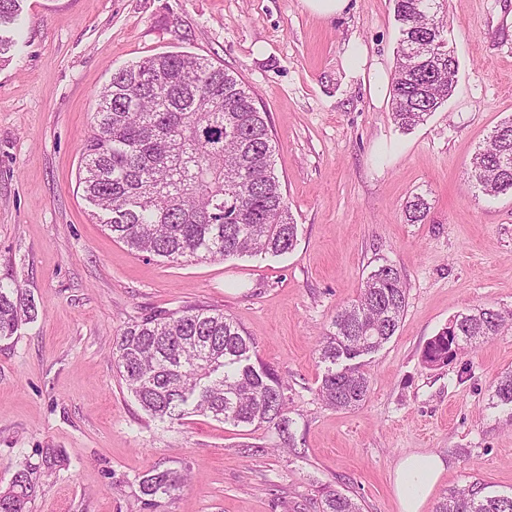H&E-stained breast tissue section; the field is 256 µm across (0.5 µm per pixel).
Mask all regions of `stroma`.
Returning a JSON list of instances; mask_svg holds the SVG:
<instances>
[{"label": "stroma", "mask_w": 512, "mask_h": 512, "mask_svg": "<svg viewBox=\"0 0 512 512\" xmlns=\"http://www.w3.org/2000/svg\"><path fill=\"white\" fill-rule=\"evenodd\" d=\"M459 75L410 131L373 97L371 67L392 72V0H349L331 19L302 0H21L0 66V283L35 313L0 340V488L21 464L40 475L29 512H319L327 491L361 512H399L398 462L446 464L422 512L453 488L512 493V409L492 404L512 370V326L445 366L422 361L454 316L512 315V194L473 188L470 163L512 118V0H444ZM362 48L365 63L344 59ZM223 66L255 91L275 170L298 228L286 254L178 261L130 249L92 217L77 182L97 94L113 71L161 53ZM430 204L407 223L406 200ZM397 267L407 306L394 336L355 358L370 376L352 410L326 407L316 344L377 266ZM204 305L232 317L286 386L297 448L274 429L145 412L112 362L142 316ZM466 456H457V449ZM188 476L146 508L153 468ZM429 209V203L423 195H413L403 208L405 220L410 224H421L427 218Z\"/></svg>", "instance_id": "obj_1"}]
</instances>
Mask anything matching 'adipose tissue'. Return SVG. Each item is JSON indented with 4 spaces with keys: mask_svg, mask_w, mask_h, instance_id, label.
<instances>
[{
    "mask_svg": "<svg viewBox=\"0 0 512 512\" xmlns=\"http://www.w3.org/2000/svg\"><path fill=\"white\" fill-rule=\"evenodd\" d=\"M444 469V461L434 454L415 453L400 460L393 479L400 512H422Z\"/></svg>",
    "mask_w": 512,
    "mask_h": 512,
    "instance_id": "obj_1",
    "label": "adipose tissue"
}]
</instances>
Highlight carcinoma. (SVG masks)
Instances as JSON below:
<instances>
[{
    "mask_svg": "<svg viewBox=\"0 0 512 512\" xmlns=\"http://www.w3.org/2000/svg\"><path fill=\"white\" fill-rule=\"evenodd\" d=\"M400 25L391 78V115L403 130L426 121L452 94L458 61L448 57L440 0H393ZM19 0H0V65L16 24ZM78 169L86 197L107 219L112 237L131 249L172 262L224 260L231 256L282 255L294 249V224L275 172L266 113L248 87L226 69L190 54L161 53L112 72L99 93ZM470 177L486 195L512 193V119L497 126L472 158ZM416 194L403 208L409 224L429 213ZM19 288L0 284V338L14 334L34 305ZM406 308L398 268L384 264L365 281L359 299L336 312L332 330L318 341L328 364L319 388L326 406L358 407L370 379L357 367L336 365L380 349L394 336ZM504 317L492 310L459 315L426 343L423 362L444 365L464 344L498 333ZM112 361L139 405L161 421L201 413L234 427L267 426L283 449L296 447L283 384L257 359L256 346L233 318L204 306L145 316L112 345ZM494 406L512 407V372L502 375ZM38 467L19 466L0 490V512H27ZM187 476L155 468L140 482L144 505L170 496ZM321 512H360L340 491ZM435 512H512V495L458 488Z\"/></svg>",
    "mask_w": 512,
    "mask_h": 512,
    "instance_id": "1",
    "label": "carcinoma"
}]
</instances>
